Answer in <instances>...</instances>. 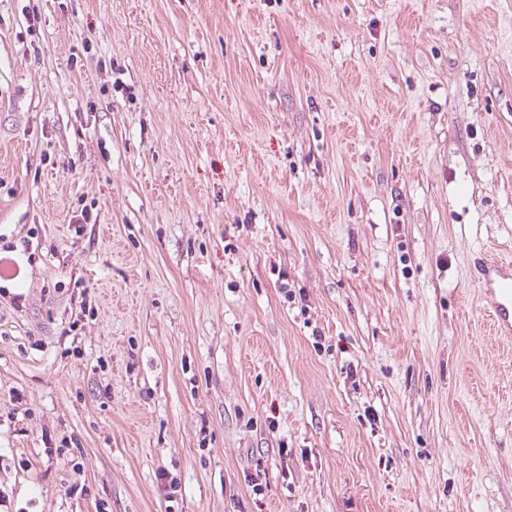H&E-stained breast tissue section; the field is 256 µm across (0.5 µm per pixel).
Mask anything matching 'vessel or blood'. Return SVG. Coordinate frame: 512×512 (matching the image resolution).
<instances>
[{
    "instance_id": "obj_1",
    "label": "vessel or blood",
    "mask_w": 512,
    "mask_h": 512,
    "mask_svg": "<svg viewBox=\"0 0 512 512\" xmlns=\"http://www.w3.org/2000/svg\"><path fill=\"white\" fill-rule=\"evenodd\" d=\"M476 279L483 308L496 333L512 340V260H485L479 263Z\"/></svg>"
}]
</instances>
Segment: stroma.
Wrapping results in <instances>:
<instances>
[{"label": "stroma", "instance_id": "obj_1", "mask_svg": "<svg viewBox=\"0 0 512 512\" xmlns=\"http://www.w3.org/2000/svg\"><path fill=\"white\" fill-rule=\"evenodd\" d=\"M0 237V512H512V0H0ZM483 308L490 317L496 334L512 340V260H485L478 264Z\"/></svg>", "mask_w": 512, "mask_h": 512}]
</instances>
